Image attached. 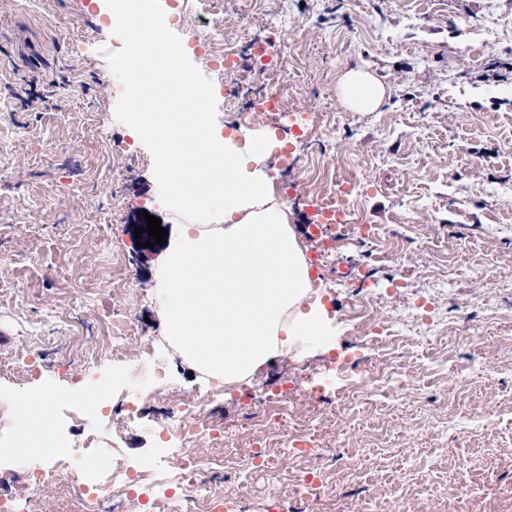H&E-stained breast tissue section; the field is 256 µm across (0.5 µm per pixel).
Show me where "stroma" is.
<instances>
[{
    "label": "stroma",
    "instance_id": "stroma-1",
    "mask_svg": "<svg viewBox=\"0 0 512 512\" xmlns=\"http://www.w3.org/2000/svg\"><path fill=\"white\" fill-rule=\"evenodd\" d=\"M166 44L184 43L181 69L208 91L209 124L221 134L249 128L288 146V221L306 255L318 238L316 192L301 174L336 137V177L354 181L360 241L329 226L336 260L319 275L330 334L272 359L225 386L192 370L164 338L156 315L157 249L134 232L146 215L162 227L192 224V212L156 205L166 185L160 146L132 131L126 66L128 21L109 0H0V403L54 388V440L45 457L55 484L22 494V462H0V497L16 512H65L69 482L99 463L111 512H129L112 483V462L178 466L171 403L197 395L226 431L247 440V407L287 387L289 407L319 418L338 456L274 457L282 478L320 472L338 512H391L395 498L416 512H512V0H158ZM224 21L237 62L218 70L186 27L205 36V17ZM271 40L268 67L292 82L280 110L254 112L243 91L257 64L246 39ZM287 43L279 52L278 43ZM350 69L374 74L388 96L374 112H350L336 85ZM302 122L294 131L293 122ZM407 278L414 308L393 284ZM389 329L379 351L347 319L357 295ZM131 317L139 340L116 360L105 336ZM344 359L346 376L327 359ZM156 360L168 399L129 402L131 374ZM386 363L357 402L345 381ZM107 388L105 407L84 395ZM207 479L237 500L236 512H271L258 485L233 472ZM447 499L432 501L430 485Z\"/></svg>",
    "mask_w": 512,
    "mask_h": 512
}]
</instances>
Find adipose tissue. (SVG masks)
Segmentation results:
<instances>
[{"instance_id": "ef3b65f1", "label": "adipose tissue", "mask_w": 512, "mask_h": 512, "mask_svg": "<svg viewBox=\"0 0 512 512\" xmlns=\"http://www.w3.org/2000/svg\"><path fill=\"white\" fill-rule=\"evenodd\" d=\"M135 124L163 149L169 188L190 211H203L209 191L220 193L224 221L199 229L175 224L168 231L155 275L158 313L170 346L192 368L217 382L235 384L298 342L325 334L326 310L310 265L288 222V205L269 178L267 141L261 131L211 132L204 112L153 111L143 60L170 73L165 37L152 29L129 43ZM343 104L373 112L387 90L361 70L339 79ZM194 155L193 164L172 169L173 158ZM52 393L27 395L16 404L20 434L13 453L35 464L57 450L50 438Z\"/></svg>"}]
</instances>
